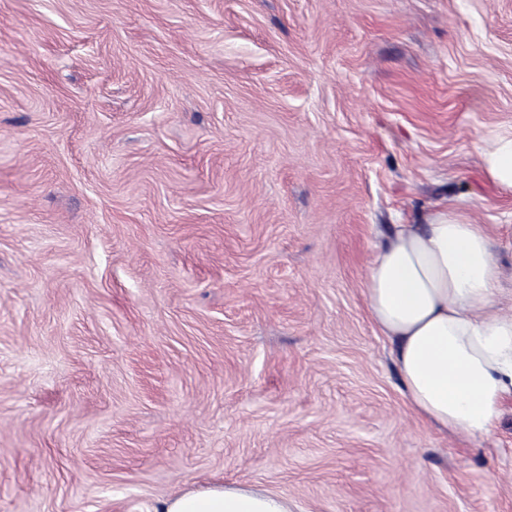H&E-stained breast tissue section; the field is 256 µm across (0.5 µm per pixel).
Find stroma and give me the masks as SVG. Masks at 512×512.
I'll use <instances>...</instances> for the list:
<instances>
[{"label": "stroma", "mask_w": 512, "mask_h": 512, "mask_svg": "<svg viewBox=\"0 0 512 512\" xmlns=\"http://www.w3.org/2000/svg\"><path fill=\"white\" fill-rule=\"evenodd\" d=\"M512 0H0V512H512L409 408L363 295L393 224L487 225L512 308ZM482 170L498 189L512 192V134L498 138L482 153ZM152 512H293L287 497L245 485L217 484L183 489L161 501Z\"/></svg>", "instance_id": "35a3bbf8"}]
</instances>
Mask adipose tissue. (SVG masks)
<instances>
[{"label": "adipose tissue", "mask_w": 512, "mask_h": 512, "mask_svg": "<svg viewBox=\"0 0 512 512\" xmlns=\"http://www.w3.org/2000/svg\"><path fill=\"white\" fill-rule=\"evenodd\" d=\"M485 178L512 192V135L482 154ZM500 270L487 228L460 208L398 224L364 280L371 322L392 345L410 408L443 434L487 438L512 403V309L496 308ZM153 512H292L245 485L183 489Z\"/></svg>", "instance_id": "obj_1"}]
</instances>
